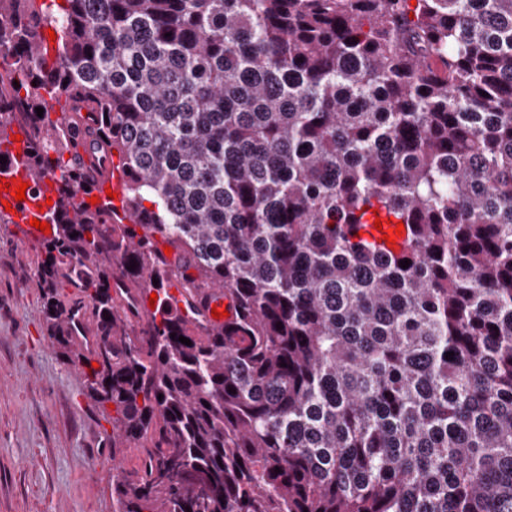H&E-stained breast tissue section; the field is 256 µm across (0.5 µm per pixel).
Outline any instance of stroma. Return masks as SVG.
<instances>
[{"label":"stroma","instance_id":"35a3bbf8","mask_svg":"<svg viewBox=\"0 0 512 512\" xmlns=\"http://www.w3.org/2000/svg\"><path fill=\"white\" fill-rule=\"evenodd\" d=\"M39 243L0 223V512H112L143 449L105 450L100 408L44 323Z\"/></svg>","mask_w":512,"mask_h":512}]
</instances>
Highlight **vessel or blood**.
Wrapping results in <instances>:
<instances>
[{"label": "vessel or blood", "mask_w": 512, "mask_h": 512, "mask_svg": "<svg viewBox=\"0 0 512 512\" xmlns=\"http://www.w3.org/2000/svg\"><path fill=\"white\" fill-rule=\"evenodd\" d=\"M51 118L59 123L67 132L68 142L76 143V154L81 159L89 175L88 182L92 187L91 195L104 196L111 191L123 194L124 186L119 178L112 175V155L108 152L95 153L84 147L86 129L92 120L87 114H80L77 119H70L63 115L58 104L49 107ZM9 151L14 157L11 165L0 168V181H23L27 184L25 198L14 201L12 193L0 194V217L20 229L25 238L37 240L42 238L41 230L35 224L45 221L44 207L47 199L56 198L58 174L49 173L42 177H35L26 158L25 143H11ZM112 292L120 298V313L127 323L133 324L143 319L148 310L149 293L142 290H133L125 287L123 281L112 283ZM169 301L189 322L192 328L200 331L219 327L218 319L213 318L212 309H231L232 302L225 296L222 289L211 288L206 294L172 285L168 288Z\"/></svg>", "instance_id": "obj_1"}]
</instances>
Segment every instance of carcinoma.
Here are the masks:
<instances>
[{"mask_svg": "<svg viewBox=\"0 0 512 512\" xmlns=\"http://www.w3.org/2000/svg\"><path fill=\"white\" fill-rule=\"evenodd\" d=\"M61 100L118 154L110 241L47 134ZM19 118L61 170L48 335L112 449L152 447L112 512H512V0H0V142ZM373 209L405 251L358 235ZM63 251L95 267L88 355ZM116 268L235 316L200 335L160 302L123 336ZM63 293L65 294L66 300H69L70 303L75 298H78L79 301L71 306V309L67 313L68 324H69V333L70 336L76 338L81 341L82 336H88V341L90 345L94 346L93 340L89 337L91 336L86 325V306L84 303H87L88 299L86 294L83 292L82 288H78L77 294L74 293V289L69 282L63 280Z\"/></svg>", "mask_w": 512, "mask_h": 512, "instance_id": "1", "label": "carcinoma"}]
</instances>
